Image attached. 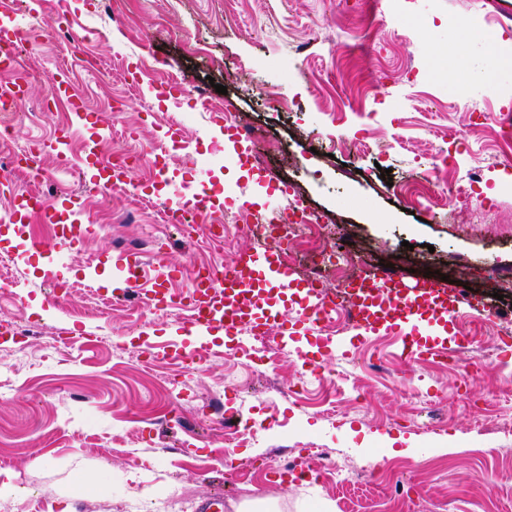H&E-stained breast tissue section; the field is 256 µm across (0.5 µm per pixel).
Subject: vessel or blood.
<instances>
[{"instance_id": "1", "label": "vessel or blood", "mask_w": 512, "mask_h": 512, "mask_svg": "<svg viewBox=\"0 0 512 512\" xmlns=\"http://www.w3.org/2000/svg\"><path fill=\"white\" fill-rule=\"evenodd\" d=\"M20 46L17 25L1 22V70L19 69ZM52 94L66 99L77 120L86 119L83 105L72 98L66 78H53ZM215 205L214 198L202 189L173 208V219L182 222L185 212L189 211L201 224ZM187 296L192 311L189 324L195 331L205 334H236L245 328L261 329L281 320L284 309L290 305L299 307L298 324L308 332L318 319L329 318L336 311L335 296L299 278L283 262L278 251L268 247L247 250L212 282L192 284ZM346 303L352 310L355 330L365 336L398 338L402 354L409 363L440 353L436 347L422 349L416 340L418 334L446 335L462 311L475 308L473 301L463 300L457 289L430 280L407 288L391 276L353 283L347 290Z\"/></svg>"}]
</instances>
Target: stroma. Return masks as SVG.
<instances>
[{
  "label": "stroma",
  "instance_id": "obj_1",
  "mask_svg": "<svg viewBox=\"0 0 512 512\" xmlns=\"http://www.w3.org/2000/svg\"><path fill=\"white\" fill-rule=\"evenodd\" d=\"M40 2L35 18L0 0L22 37L38 40L29 70L58 53L43 23L55 0ZM67 2L83 53L104 70L74 73L89 119L43 112L33 83L14 142L65 134L99 153L61 171L48 152L40 181L23 171L0 183V215L35 186L52 209L73 200L89 223L73 245L36 219L33 248L0 222V277L16 285L0 293V470L21 493L0 499V512H61L65 501L74 512H196L218 490L232 512L244 501L258 512H413L418 502L424 512H512V421L497 404L512 379V337L474 336L454 364H407L391 336L285 339L274 326L275 353L223 336L185 372L161 353L194 346L185 311H151L150 277L122 299L115 265L124 252L150 271L177 268L169 286L186 289L187 264L228 265L250 248L253 213L286 207L274 192L285 179L329 225L318 248L348 252L356 273L389 269L407 285L445 274L512 328V141L495 140L489 118L512 109V65L498 64L512 57V0H402L405 24L375 0H112L98 16L95 0ZM154 60L200 89L208 110L160 100L140 70ZM476 69L494 70L493 91L460 82ZM461 93L468 109L454 106ZM212 108L261 140L225 142ZM172 126L186 146L171 151L167 181L135 163L138 194L99 192L103 156L144 153L169 142ZM465 143L483 172L468 201L404 210L395 185ZM254 152L262 166L247 162ZM185 185L219 200L193 233L157 221ZM489 210L495 223L484 221ZM227 221L237 227L213 249L208 229ZM155 237L166 242L159 255L147 247ZM398 437L408 442L400 453L388 446ZM37 457L46 466L32 467ZM342 458L361 480L343 491L326 471ZM80 475L98 486L77 492Z\"/></svg>",
  "mask_w": 512,
  "mask_h": 512
}]
</instances>
